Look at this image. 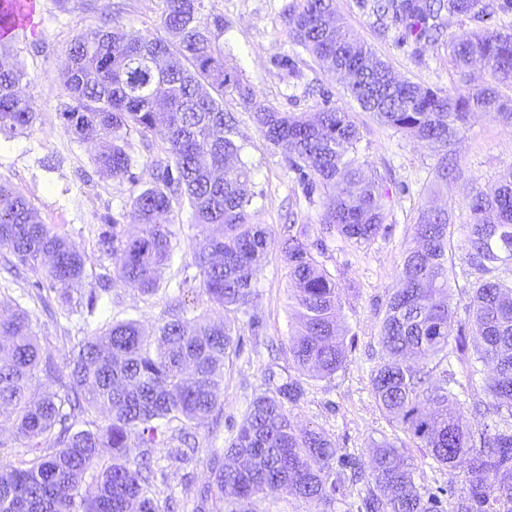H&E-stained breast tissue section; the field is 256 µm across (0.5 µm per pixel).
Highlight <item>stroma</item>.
I'll use <instances>...</instances> for the list:
<instances>
[{
  "label": "stroma",
  "instance_id": "1",
  "mask_svg": "<svg viewBox=\"0 0 512 512\" xmlns=\"http://www.w3.org/2000/svg\"><path fill=\"white\" fill-rule=\"evenodd\" d=\"M289 0H205L207 8L224 17V46L241 64L259 100L283 112H311L325 105L348 112L362 134L360 158L380 175L388 190L384 229L361 247L332 237L320 262L342 290L341 320L347 329L348 358L333 377L320 379L301 374L305 395L291 412L299 426L328 431L337 455L353 453L368 458L381 437L400 431L378 409L370 387V373L381 360L380 326L388 298L398 283L404 251L412 243L422 208L434 204L447 210L453 226L449 277L459 319H467L466 291L470 278L463 272L462 249L469 213L466 198L473 187L491 189L503 170L512 167V124L486 114L475 115L456 143L455 157L464 175L434 192L431 170L437 159L424 144L408 139L364 112L347 92L345 82L325 74L317 62L289 34L283 14ZM372 0H335L336 11L360 41L371 46L394 74L425 86L451 90L457 77L446 43L413 48L402 38L401 27L389 24L380 32ZM162 0H71L70 10L58 12L54 0H36V35L17 39L14 48L29 73L22 88L38 118L33 128L16 137L0 135V178L10 181L37 209L43 223L69 237L85 250L89 276L104 273L110 262L95 246L97 228L104 218L129 224L130 198L151 171L148 154L162 153L161 134L128 137L136 160L133 179H109L98 172L94 148L78 142L60 118L68 95L57 80L67 47L82 28L101 25L117 11L120 25L142 35L160 32ZM225 111L236 119L242 158L252 171L256 197L253 220L272 231L268 256L257 274L259 297L251 314L228 313L241 338V352L224 369V417L219 424L194 429L200 455L189 462L169 459L166 449H154L165 466L167 482L159 486V499L173 498L176 512H194L197 489L207 476L206 458L225 448L242 424L248 403L263 387L267 369L288 368V267L281 251L285 226L315 224L321 204L309 201L287 166L285 147L273 146L259 132L251 112L233 96H225ZM177 239L170 265L158 291L140 294L113 284L105 299V313L116 320L136 319L154 330L169 315L171 303H181L188 315H204L212 304L195 281L192 244L197 233L187 206L173 201L167 216ZM32 275L16 276L0 267V313L20 305L38 315V331L46 336L57 364H65L78 340L75 322L51 320L40 314L32 296Z\"/></svg>",
  "mask_w": 512,
  "mask_h": 512
}]
</instances>
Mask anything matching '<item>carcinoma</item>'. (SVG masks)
<instances>
[{
    "mask_svg": "<svg viewBox=\"0 0 512 512\" xmlns=\"http://www.w3.org/2000/svg\"><path fill=\"white\" fill-rule=\"evenodd\" d=\"M163 2L161 35L127 32L112 18L77 34L57 74L69 96L61 117L79 141L95 146V165L107 178L135 180L131 133L158 130L166 142L165 156L148 162L153 181L132 196L135 231L114 220L98 233L100 252L112 260V272L98 283L156 291L176 237L163 216L178 196L199 229L192 265L217 317H190L175 307L154 336L132 319L96 321L72 348L64 373L30 310L17 306L1 316L0 408L8 411L10 439H0V448L13 443L21 450L17 461L0 464V512H165L155 483L167 475L154 469L152 449L187 461L198 445L172 446L175 434L184 444L186 430L223 414L224 368L240 350L224 312L254 306L270 237L252 221V172L224 111L227 95L252 112L266 140L286 145L288 168L308 195L321 198L318 237L311 224H290L283 238L295 318L289 357L297 370L322 378L347 360L341 289L314 252L326 249L327 234L360 247L384 229L386 193L358 156L359 129L340 108L281 112L258 101L242 69L226 63L224 16L204 13V0ZM373 9L379 20L402 24L417 44L448 36L459 77L454 90L397 79L344 29L333 0H291L286 16L294 41L325 71L346 77L364 111L438 153L431 183L446 186L461 177L453 147L471 115L512 123V104L498 92L512 87L507 25L447 35V21L507 14L512 0H374ZM476 63L489 83L471 84ZM27 78L12 45L0 43V134L22 135L37 120L21 92ZM468 211L465 263L478 274L466 291L471 322L456 320L451 303L448 212L427 209L387 302L379 336L385 357L370 374L381 412L449 475L464 474L467 488L456 492L450 479L446 488L422 490L386 437L374 444L368 464L353 455L336 458L324 430L299 428L291 419L288 406L302 399L301 382L270 371L228 448L211 452L199 508L211 501L215 512H243L239 504L274 493L325 505L345 486L348 468L364 484L363 512H512V167L494 191L475 189ZM0 260L35 277L36 300L47 310L52 298L72 306L70 287L87 277L89 257L0 180ZM471 346L490 366L482 388L470 393L481 417L475 428L463 423L451 370L452 359H468ZM104 448L111 449L107 458Z\"/></svg>",
    "mask_w": 512,
    "mask_h": 512,
    "instance_id": "1",
    "label": "carcinoma"
}]
</instances>
